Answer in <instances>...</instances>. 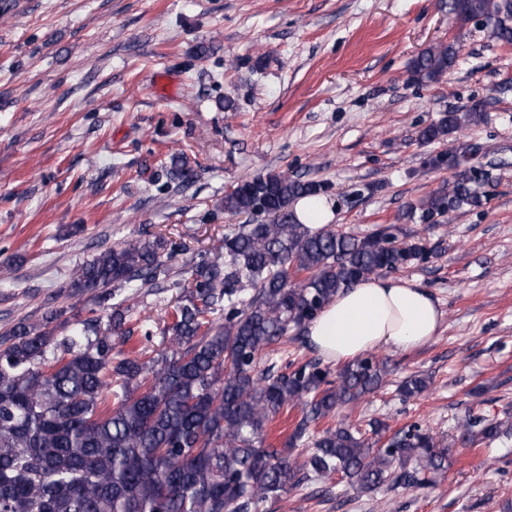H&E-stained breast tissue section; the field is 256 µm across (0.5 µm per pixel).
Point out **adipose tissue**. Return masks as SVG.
Segmentation results:
<instances>
[{"label": "adipose tissue", "mask_w": 512, "mask_h": 512, "mask_svg": "<svg viewBox=\"0 0 512 512\" xmlns=\"http://www.w3.org/2000/svg\"><path fill=\"white\" fill-rule=\"evenodd\" d=\"M443 316L420 284L372 276L340 291L306 332L320 355L337 363L382 347L422 345L435 335Z\"/></svg>", "instance_id": "ef3b65f1"}]
</instances>
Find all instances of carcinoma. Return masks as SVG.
<instances>
[{"label": "carcinoma", "mask_w": 512, "mask_h": 512, "mask_svg": "<svg viewBox=\"0 0 512 512\" xmlns=\"http://www.w3.org/2000/svg\"><path fill=\"white\" fill-rule=\"evenodd\" d=\"M457 21H480L512 43V0H453ZM458 49L440 43L410 63L414 77L437 81ZM482 118L476 103L421 127L422 145L441 144ZM477 142H450L427 156L454 178L417 204L415 224H440L448 214L477 209L489 172L473 163ZM170 178L193 173L174 157ZM323 180L269 172L224 194L231 215L264 216L224 237L222 251L190 262L186 286L173 280L172 253L162 237L131 238L80 263L68 284L94 307L63 318L49 309L0 334V512H259L260 505L306 481L342 473L365 490L388 482L421 486L448 468L449 449L412 422L388 433L370 424L371 440L351 425L320 422L378 390L387 362L369 353L336 372L317 361L288 371L257 370L261 354L293 328L313 320L336 294L374 275L426 262L439 251L400 240L396 224L365 236L313 228L293 204L328 192ZM181 289L161 330H147L136 354L126 328L140 290ZM252 294L244 297L246 289ZM115 304L109 303L121 292ZM301 409L286 447L265 444L280 412ZM461 439L475 444L512 432L509 420L468 417ZM310 440L304 462L289 449Z\"/></svg>", "instance_id": "1"}]
</instances>
